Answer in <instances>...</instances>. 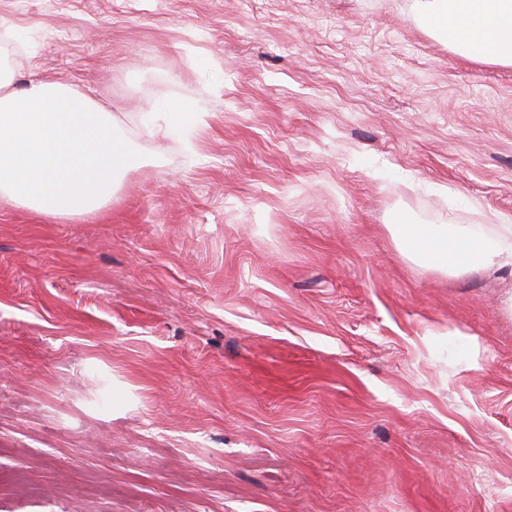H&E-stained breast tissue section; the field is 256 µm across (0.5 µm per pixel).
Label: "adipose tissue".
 I'll list each match as a JSON object with an SVG mask.
<instances>
[{"label": "adipose tissue", "instance_id": "1", "mask_svg": "<svg viewBox=\"0 0 512 512\" xmlns=\"http://www.w3.org/2000/svg\"><path fill=\"white\" fill-rule=\"evenodd\" d=\"M419 22L461 55L512 65V0H414ZM0 65V200L56 217L93 215L112 198L118 170L137 167L112 113L68 84L17 90ZM407 257L450 272L512 265V226L491 239L452 224H395Z\"/></svg>", "mask_w": 512, "mask_h": 512}]
</instances>
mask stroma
<instances>
[{
  "instance_id": "obj_1",
  "label": "stroma",
  "mask_w": 512,
  "mask_h": 512,
  "mask_svg": "<svg viewBox=\"0 0 512 512\" xmlns=\"http://www.w3.org/2000/svg\"><path fill=\"white\" fill-rule=\"evenodd\" d=\"M0 60L142 162L0 203V512H512V267L389 230L512 223L511 65L412 0H0ZM495 238L469 235L453 224H393L391 233L407 257L450 272L512 265V226L500 224Z\"/></svg>"
}]
</instances>
